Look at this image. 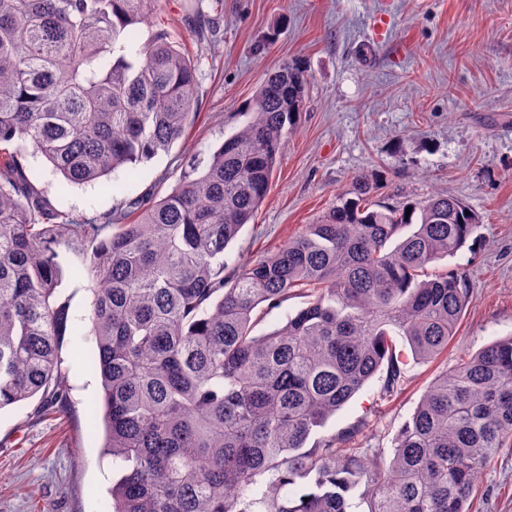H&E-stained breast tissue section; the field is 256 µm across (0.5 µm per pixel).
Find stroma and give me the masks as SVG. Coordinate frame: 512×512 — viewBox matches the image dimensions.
Here are the masks:
<instances>
[{
	"mask_svg": "<svg viewBox=\"0 0 512 512\" xmlns=\"http://www.w3.org/2000/svg\"><path fill=\"white\" fill-rule=\"evenodd\" d=\"M198 6L210 21L204 37L187 23ZM153 19L199 63V116L185 143L135 174L122 168L63 196L45 158L29 157L27 175L61 208L89 217L164 196L240 128L266 73L298 61L309 75L305 108L228 264L275 253L358 175L374 183V200L452 194L481 216L467 245L439 263L468 268L472 282L447 351L429 363L405 355L396 395L382 398L375 375L323 429L364 424L369 447L391 455L436 375L512 335V0H162ZM91 288L69 273L59 287L71 305L62 412L39 396L0 410V512H112L119 466L103 456L93 419L101 386L87 362ZM476 494L479 512H512V448L484 470Z\"/></svg>",
	"mask_w": 512,
	"mask_h": 512,
	"instance_id": "stroma-1",
	"label": "stroma"
}]
</instances>
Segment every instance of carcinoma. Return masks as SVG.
I'll use <instances>...</instances> for the list:
<instances>
[{"label":"carcinoma","instance_id":"carcinoma-1","mask_svg":"<svg viewBox=\"0 0 512 512\" xmlns=\"http://www.w3.org/2000/svg\"><path fill=\"white\" fill-rule=\"evenodd\" d=\"M161 0H0V409L65 399L64 274L93 288L89 365L112 512H472L482 471L512 448V336L438 375L389 459L363 425L316 436L378 372L402 385L401 336L430 362L469 304L462 269L431 275L481 218L436 194L383 205L360 176L316 224L224 274L303 112L296 61L267 73L243 127L166 195L77 218L25 173L41 155L59 194L167 153L199 110L197 62L148 22ZM411 213H406V209ZM295 295L307 305L252 331Z\"/></svg>","mask_w":512,"mask_h":512}]
</instances>
